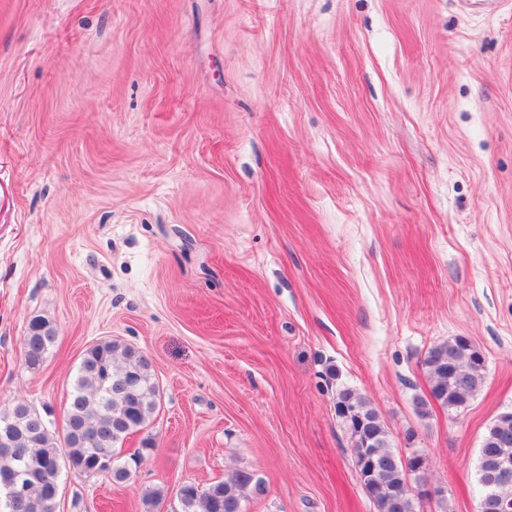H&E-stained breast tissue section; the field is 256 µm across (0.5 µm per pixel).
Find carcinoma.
<instances>
[{"label":"carcinoma","mask_w":512,"mask_h":512,"mask_svg":"<svg viewBox=\"0 0 512 512\" xmlns=\"http://www.w3.org/2000/svg\"><path fill=\"white\" fill-rule=\"evenodd\" d=\"M57 342L50 323L36 320L23 343L25 363L38 367ZM460 369L448 372V360ZM431 383V397L446 409L466 406L482 384L484 357L475 344L456 338L431 347L423 359ZM160 402L152 362L138 349L115 340L89 347L72 383L63 435L50 433L42 416L26 402L18 401L0 410V422L20 426L14 448L0 446V481L10 479L19 467L15 449H23L29 468V485L21 494L19 512H56L57 494L44 470L56 463L79 475L99 474L95 449L112 454V467L105 477L116 484L130 477L128 464L119 463L124 441L141 431ZM336 415L350 431L353 455L362 484L377 512H415L408 494L409 473L391 449L387 430L368 402L348 390L338 395ZM512 412L494 421L483 438L479 454L481 497L494 502H512ZM266 492L262 478L250 471H237L226 480L205 487L184 484L177 497L179 512H243V502Z\"/></svg>","instance_id":"1"}]
</instances>
